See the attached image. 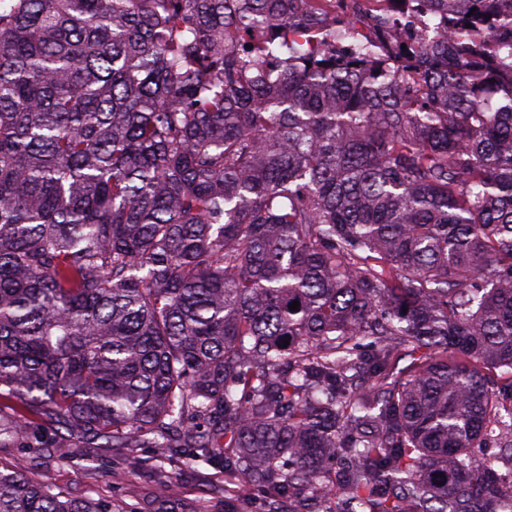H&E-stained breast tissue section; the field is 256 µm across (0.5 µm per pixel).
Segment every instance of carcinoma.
Listing matches in <instances>:
<instances>
[{"instance_id": "obj_1", "label": "carcinoma", "mask_w": 512, "mask_h": 512, "mask_svg": "<svg viewBox=\"0 0 512 512\" xmlns=\"http://www.w3.org/2000/svg\"><path fill=\"white\" fill-rule=\"evenodd\" d=\"M406 2L0 8V448L512 512V0ZM0 512L114 510L0 470Z\"/></svg>"}]
</instances>
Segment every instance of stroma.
Segmentation results:
<instances>
[{"label":"stroma","mask_w":512,"mask_h":512,"mask_svg":"<svg viewBox=\"0 0 512 512\" xmlns=\"http://www.w3.org/2000/svg\"><path fill=\"white\" fill-rule=\"evenodd\" d=\"M0 467L111 500L120 512H162L167 504L180 512H225L230 503L238 512L265 510L262 497L241 501L208 465L187 456L168 459L160 448H90L79 442L63 458L0 448Z\"/></svg>","instance_id":"1"}]
</instances>
